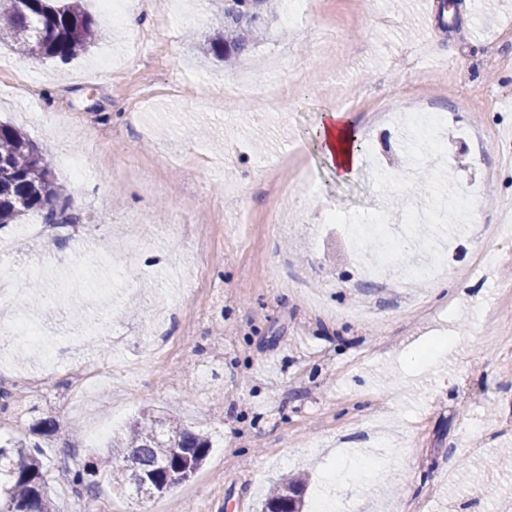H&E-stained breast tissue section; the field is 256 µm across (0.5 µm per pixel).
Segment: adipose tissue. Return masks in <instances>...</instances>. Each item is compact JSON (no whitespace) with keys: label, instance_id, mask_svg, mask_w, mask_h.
Instances as JSON below:
<instances>
[{"label":"adipose tissue","instance_id":"1","mask_svg":"<svg viewBox=\"0 0 512 512\" xmlns=\"http://www.w3.org/2000/svg\"><path fill=\"white\" fill-rule=\"evenodd\" d=\"M322 160L337 176L354 173L362 160L359 129L353 115L340 110L321 113L316 128Z\"/></svg>","mask_w":512,"mask_h":512}]
</instances>
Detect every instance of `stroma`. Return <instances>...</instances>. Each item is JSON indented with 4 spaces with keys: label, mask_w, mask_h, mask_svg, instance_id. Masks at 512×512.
Wrapping results in <instances>:
<instances>
[{
    "label": "stroma",
    "mask_w": 512,
    "mask_h": 512,
    "mask_svg": "<svg viewBox=\"0 0 512 512\" xmlns=\"http://www.w3.org/2000/svg\"><path fill=\"white\" fill-rule=\"evenodd\" d=\"M311 0L295 22L277 15L266 38L234 70L201 60L216 26L215 0H132L134 24L85 8L105 37L87 54L23 66L0 45V120L22 130L68 187L67 212L93 234L85 247L45 238L16 241L0 268L21 274L52 264L40 289L65 281L86 305L91 283L127 285L103 308L111 345L97 346L104 376L75 408L54 402L66 369L44 393L18 383L0 433L39 443L58 512H139L99 463L84 503L61 477L91 459L90 437L118 433L141 411L168 413L208 434L205 464L155 501L158 512H256L280 478L306 475L314 502L341 460L380 461L383 474L337 486L354 512H512V0ZM502 67L484 63L489 50ZM244 82L233 109L224 84ZM412 113L421 99L446 113V168L473 193L477 222L455 234L437 276L401 287L363 282L320 239L335 210L384 209L402 224L411 192L374 182L373 158L399 174L404 133L375 117L379 99ZM353 113L363 159L341 179L321 161L319 114ZM80 152L89 174L75 182L61 159ZM188 225L161 242L159 264L129 261L121 245L143 225ZM178 298L166 356L148 340L159 290ZM447 349L431 367L421 347ZM223 345L220 360L211 347ZM53 418L50 436L37 423Z\"/></svg>",
    "instance_id": "1"
}]
</instances>
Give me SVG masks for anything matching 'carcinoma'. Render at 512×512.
Returning a JSON list of instances; mask_svg holds the SVG:
<instances>
[{"label": "carcinoma", "mask_w": 512, "mask_h": 512, "mask_svg": "<svg viewBox=\"0 0 512 512\" xmlns=\"http://www.w3.org/2000/svg\"><path fill=\"white\" fill-rule=\"evenodd\" d=\"M275 0H224L217 34L202 47L225 61L249 51L268 29ZM33 58L69 60L94 46L100 34L82 0H0V40ZM66 190L52 175L49 161L20 129L0 122V227L29 215L45 224H67ZM210 439L169 416L141 413L107 448L112 482L132 490L148 505L172 486L195 474L206 460ZM94 463L69 471L78 496L95 492ZM305 480L289 478L274 486L261 512H305ZM0 512H55L48 470L38 445L15 441L0 445Z\"/></svg>", "instance_id": "carcinoma-1"}]
</instances>
